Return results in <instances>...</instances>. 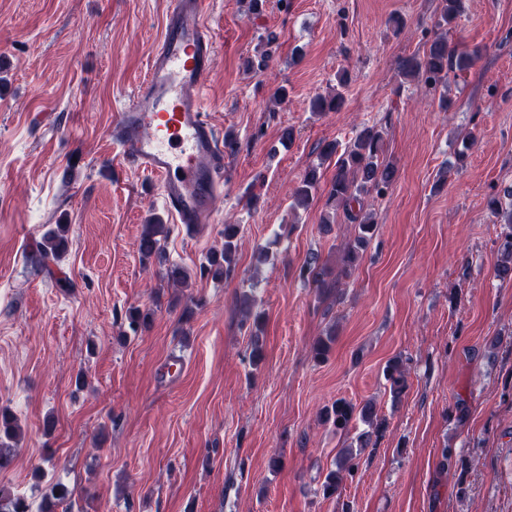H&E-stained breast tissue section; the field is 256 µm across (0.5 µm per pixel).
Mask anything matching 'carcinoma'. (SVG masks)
<instances>
[{
	"label": "carcinoma",
	"instance_id": "carcinoma-1",
	"mask_svg": "<svg viewBox=\"0 0 512 512\" xmlns=\"http://www.w3.org/2000/svg\"><path fill=\"white\" fill-rule=\"evenodd\" d=\"M464 11L463 0H439L436 26L444 32L436 36L426 47L423 54H412L401 62L400 72L412 79H421L435 87H448V81L460 73L473 69L480 58L478 51L462 49L448 43L447 31L455 26ZM345 103V97L338 92L333 96H318L311 101L314 112H338ZM337 143H328L320 150V160L332 161L335 174L329 200L334 207L343 210L351 224V239L344 246L342 265L333 273L316 256L310 257L302 266L301 273L316 287L323 290L332 287L331 275L340 278L348 274L361 258L375 231V220L370 213L363 212L362 195L372 191L381 194L391 185L394 169L390 163L381 159L382 132L374 127L364 126L342 153H337ZM319 176L317 168H310L300 186L292 196V206L305 208L314 199ZM490 213L500 222L507 224L511 232L499 245V259L496 265V277L512 279V187L506 189L501 197H492L487 203ZM68 225L59 224L57 229L47 233L31 250L29 259L40 269H49V263L61 258L66 249ZM238 224L224 225V246L212 251L202 265L200 272L213 279L227 278L237 264L239 235ZM167 234L166 225L153 219L143 225L138 250L141 259L148 260L160 253L161 237ZM335 341L333 333L320 337L312 346L313 357L317 360L327 358ZM390 382L391 393L399 397L406 387L405 367L400 360L390 362L385 370ZM323 422L330 424L340 433H348L353 420L358 419L366 429L356 438V444L339 450L336 461L324 476L321 490L324 496L332 497L338 492L345 476L355 469L357 453L354 448L364 449L377 444L386 431V421L376 411L375 405L367 401L358 407L345 400L338 399L321 413ZM21 437V427L17 418L7 408H0V470L13 463V447ZM70 499L69 489L62 483H51L42 494L37 509L21 495L6 487H0V512H68L64 505Z\"/></svg>",
	"mask_w": 512,
	"mask_h": 512
}]
</instances>
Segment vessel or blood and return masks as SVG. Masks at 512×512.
Segmentation results:
<instances>
[{"instance_id": "obj_1", "label": "vessel or blood", "mask_w": 512, "mask_h": 512, "mask_svg": "<svg viewBox=\"0 0 512 512\" xmlns=\"http://www.w3.org/2000/svg\"><path fill=\"white\" fill-rule=\"evenodd\" d=\"M208 0H169L147 73L112 120L123 162L157 180L174 223H213L224 187V139L205 114L216 45Z\"/></svg>"}]
</instances>
